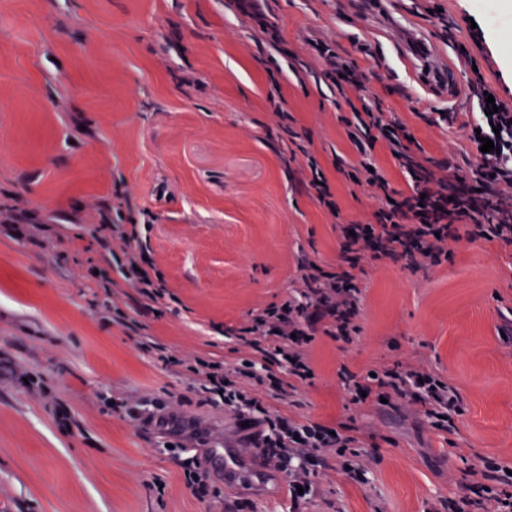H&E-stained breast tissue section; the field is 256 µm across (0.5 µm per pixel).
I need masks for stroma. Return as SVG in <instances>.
Instances as JSON below:
<instances>
[{
	"label": "stroma",
	"mask_w": 512,
	"mask_h": 512,
	"mask_svg": "<svg viewBox=\"0 0 512 512\" xmlns=\"http://www.w3.org/2000/svg\"><path fill=\"white\" fill-rule=\"evenodd\" d=\"M431 5L261 0L275 47L238 0H0V512H442L471 493L480 459L512 464L509 243L464 238L420 269L363 261L352 340L316 336L313 378L284 397L256 388L269 413L353 428L366 482L329 451L295 505L282 475L226 468L245 433L191 371L252 359L241 329L299 298L301 262L341 264L339 225L374 223L385 203L366 166L414 193L382 138L351 142L349 104L403 126L437 165L455 161L449 190L472 184L475 98L431 94L432 72L410 78L391 35L422 33L462 85L483 78L512 108V0ZM320 44L360 73L350 98ZM313 160L338 214L305 188ZM116 205L163 277L145 316L101 226ZM147 337L167 361L141 349ZM406 363L461 394L455 433L398 402L350 403L340 368ZM190 454L207 461L206 497L185 481Z\"/></svg>",
	"instance_id": "stroma-1"
}]
</instances>
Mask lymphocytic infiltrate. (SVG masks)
Instances as JSON below:
<instances>
[{"label":"lymphocytic infiltrate","instance_id":"1","mask_svg":"<svg viewBox=\"0 0 512 512\" xmlns=\"http://www.w3.org/2000/svg\"><path fill=\"white\" fill-rule=\"evenodd\" d=\"M476 127L481 137L492 139L495 146L494 151L484 155L487 196L483 199L447 196V185L436 181L430 159L414 155L396 132H386L384 141L390 153L409 176L436 182L437 189L421 200L414 197L403 200L402 207L416 214V223H400L399 209L379 211L376 223L366 225L361 236L348 237L346 251L358 254L368 250L377 259L400 256L415 264L435 265L447 256L448 243L457 239L462 224L470 225L472 236L512 241V201L500 191L501 186L512 185V110L502 108L491 115H480ZM119 270L124 280L139 288L145 301L154 302L162 297L160 276L142 255L126 251ZM353 280L351 272L343 268L323 277L305 274L307 290L303 300L268 308L255 318L250 332L257 337L252 347L259 353V361L285 365L290 376L301 380L312 377L306 346L313 341L315 332L345 340L355 329L359 297ZM256 363L244 361L232 374L203 367L197 370L207 392L222 396L225 407L238 415L248 416L253 431L246 440V453L260 458L266 469L287 475L288 492L293 497L312 493L315 468L322 453L329 449L335 450L344 474L363 481L361 453L353 447L352 437L334 435L329 426L316 422L302 424L281 414L265 417L262 421L265 429H258L260 421L251 418L250 413L260 410L261 404L252 391L238 384V377L256 380L276 392L281 391L283 381L271 371L258 374ZM344 379L351 403L366 398L375 402L383 398L407 399L420 405L429 426L440 432H454L455 420L463 412L455 388L413 364L387 368L374 376L348 372ZM473 473L477 477V492L489 505L490 512H512V496L501 495L496 490L500 484L512 485V474L506 466L484 458Z\"/></svg>","mask_w":512,"mask_h":512}]
</instances>
